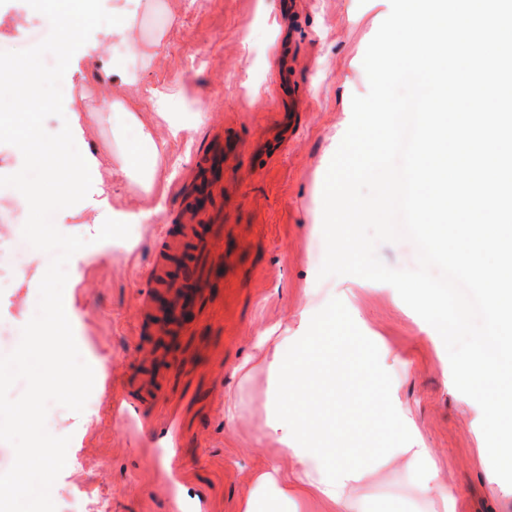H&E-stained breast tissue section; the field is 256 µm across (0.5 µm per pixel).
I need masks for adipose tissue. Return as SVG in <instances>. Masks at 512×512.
<instances>
[{
    "instance_id": "1",
    "label": "adipose tissue",
    "mask_w": 512,
    "mask_h": 512,
    "mask_svg": "<svg viewBox=\"0 0 512 512\" xmlns=\"http://www.w3.org/2000/svg\"><path fill=\"white\" fill-rule=\"evenodd\" d=\"M112 123L125 131L134 132V141L117 143L120 169L129 187L135 193H150L154 186V173L164 143L155 140L147 130L134 107L117 106ZM72 137L62 133L54 149H45L38 135H30L22 146L27 163L39 171L43 180L32 183L18 181L20 198L32 209H40L50 203L67 206L83 190L85 174H98L100 160L93 154L75 159L70 155ZM273 439L280 445L287 465H273L257 473L254 484L240 498L241 512H257V494L264 489L274 490L283 501H312L324 505L327 512H353L354 490L371 475L370 470L360 467L349 457L320 445L321 430L309 429L310 438L317 440L314 448L297 447L294 441L295 427L287 420L279 419L270 425ZM398 455L406 468L419 471L420 476L412 486L415 496L430 503L447 504L450 495L438 482L437 466L432 449L425 446L402 444Z\"/></svg>"
}]
</instances>
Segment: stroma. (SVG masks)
Returning a JSON list of instances; mask_svg holds the SVG:
<instances>
[{
	"label": "stroma",
	"mask_w": 512,
	"mask_h": 512,
	"mask_svg": "<svg viewBox=\"0 0 512 512\" xmlns=\"http://www.w3.org/2000/svg\"><path fill=\"white\" fill-rule=\"evenodd\" d=\"M73 38L69 60L57 61L58 82L77 94L41 96L0 121L34 129L54 146L61 129L81 133L90 152L112 149V121L103 101L120 94L137 102L142 119L166 139L155 188L131 203L121 171L105 174L86 199L54 216L65 234L83 235L89 217L121 211L131 233L73 255L63 301L76 343L94 371L83 412L64 410L47 425L70 436L67 463L51 490L55 505L77 491L108 494L112 512H172L174 496L205 493L209 512H238L258 470L278 457L268 424L283 404L277 381L251 363L256 338L269 332L297 340L315 314L340 299L359 329L378 347L392 376L399 415L413 437L432 448L439 480L455 512H512V486L486 489L491 469L482 451V411L453 384L437 331L390 284L345 275L319 279L325 253L322 190L330 161L352 117L351 98L369 89L363 57L390 0H92ZM133 18L146 54L136 62L138 87L121 85L112 56V20ZM39 15L28 0H0V45L13 67L32 55ZM166 97L181 129L171 134L150 94ZM222 132L224 277L195 315L180 349L167 360L151 356L135 334L138 291L155 258L164 214L212 135ZM26 159L15 135L0 134V210L27 212L12 181ZM48 263L32 251L24 276L0 292V318L23 327L38 301ZM247 370H240V363ZM132 374L158 389L160 415L177 413L182 440L176 460L186 481L171 490L154 476V447L133 440L110 410L113 382ZM235 401L224 410L225 395ZM416 473L393 460L356 489L359 512H430L410 491Z\"/></svg>",
	"instance_id": "stroma-1"
}]
</instances>
